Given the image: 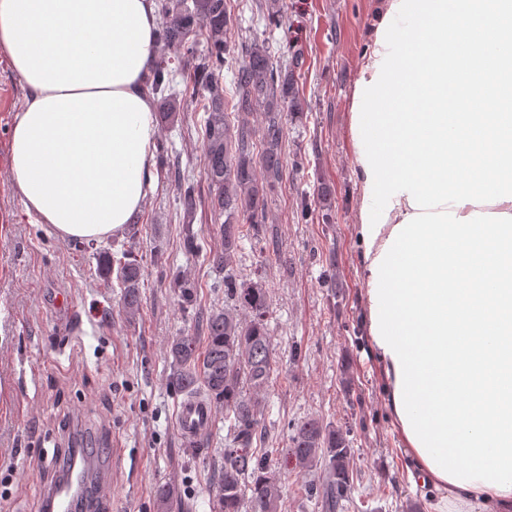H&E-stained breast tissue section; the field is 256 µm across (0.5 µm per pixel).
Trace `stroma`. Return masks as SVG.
Instances as JSON below:
<instances>
[{
	"mask_svg": "<svg viewBox=\"0 0 512 512\" xmlns=\"http://www.w3.org/2000/svg\"><path fill=\"white\" fill-rule=\"evenodd\" d=\"M269 20L243 8L228 42L241 64L257 46L294 64L299 98L282 114V178L268 197L267 224L245 242L233 266L241 279L263 277L270 290L276 360L263 426L281 474V512H326L323 468L297 472L290 435L319 419L349 430L354 483L337 512H434L435 499L413 486V466L386 404L385 382L367 336L363 247L356 232L357 176L350 101L357 62L370 47L378 0H280ZM24 89L0 55V512H42L43 494L62 475L44 457L69 448L112 451V512H155L161 483L178 489L173 512H211L208 490L224 463L229 424L215 407L203 449L177 427L184 395L170 383L166 345L197 332L198 318L224 304V249L206 203L187 210L169 170L136 221L145 266L142 309L119 312L120 291L105 287L97 254L126 248L111 237L92 248L29 217L9 179V134ZM174 119L159 123L169 157L206 192L195 100L176 99ZM197 251L182 242L184 225ZM195 282L183 308L174 276Z\"/></svg>",
	"mask_w": 512,
	"mask_h": 512,
	"instance_id": "stroma-1",
	"label": "stroma"
}]
</instances>
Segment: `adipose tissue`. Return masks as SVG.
Here are the masks:
<instances>
[{
	"label": "adipose tissue",
	"mask_w": 512,
	"mask_h": 512,
	"mask_svg": "<svg viewBox=\"0 0 512 512\" xmlns=\"http://www.w3.org/2000/svg\"><path fill=\"white\" fill-rule=\"evenodd\" d=\"M156 27V0H0L9 174L61 239L155 189ZM372 43L350 134L387 404L437 512H512V0H382Z\"/></svg>",
	"instance_id": "obj_1"
}]
</instances>
